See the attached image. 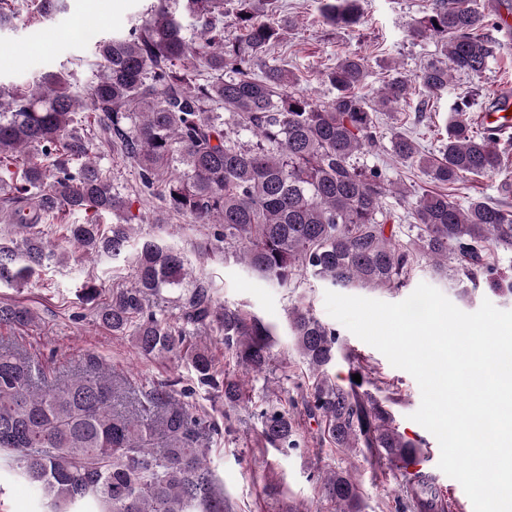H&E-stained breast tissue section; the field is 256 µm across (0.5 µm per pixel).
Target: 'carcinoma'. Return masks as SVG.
<instances>
[{"label":"carcinoma","mask_w":512,"mask_h":512,"mask_svg":"<svg viewBox=\"0 0 512 512\" xmlns=\"http://www.w3.org/2000/svg\"><path fill=\"white\" fill-rule=\"evenodd\" d=\"M239 35L224 39V0H159L124 37L93 40L92 80L73 90L70 74H47L32 84H0V193L12 197L8 222L17 238L0 244V285L18 287L57 258L45 229L63 212L92 213L64 225V239L82 256L133 258L135 280L114 288L95 307V320L132 337L145 358L184 359L194 385L158 383L141 392L158 410L148 422L118 403L119 390L96 356L85 369L50 377L41 362L0 345V452L8 472L34 485L44 512H232L218 487L204 430L219 433L189 397L204 388L233 408L246 399L245 380L217 367L206 348L189 343L202 331L221 336L224 353L243 375L272 371L274 326L239 306L222 303L177 248L151 236L136 237L133 212L155 195L160 172L176 175L159 194L157 224L179 215L210 230L200 243L224 249L259 277L282 288L310 276L340 288H404L419 262L439 275L453 273L501 296H512V277L492 262L494 249L512 247V209L472 198L463 206L444 191L469 176L509 169L495 130L469 121L475 97L454 102V116L436 152L411 135L381 131L380 117L409 91L410 78L395 73L372 102L360 94L367 61L348 55L325 74L336 91L316 103L298 87L284 63L269 60L293 19L274 16L276 0H232ZM64 0H0V29L22 14L41 21ZM324 17L352 27L359 0H322ZM490 0H431L409 29L414 40L434 39L442 56L415 76L431 98L448 89L454 73L481 76L496 52L483 36L500 27ZM189 20L185 26L183 20ZM250 136L252 143L242 141ZM108 147L136 169L131 194L94 159ZM388 152L418 168L438 191L401 190L376 166L360 159ZM397 197L411 224L404 242L391 225L387 199ZM112 215L104 225L99 217ZM182 290L176 312L151 304ZM28 308L0 305V327L28 326ZM288 323L312 379L300 393V414L318 426L331 448H365L377 463L401 472L407 512H451L443 491L408 468L420 444L394 426L383 402L370 392L379 379L348 349L349 374L341 385L330 375L339 334L303 301L288 309ZM259 441L280 452L300 448L295 414L280 396L256 404ZM321 495L335 512H362L361 485L351 469L326 473Z\"/></svg>","instance_id":"carcinoma-1"}]
</instances>
